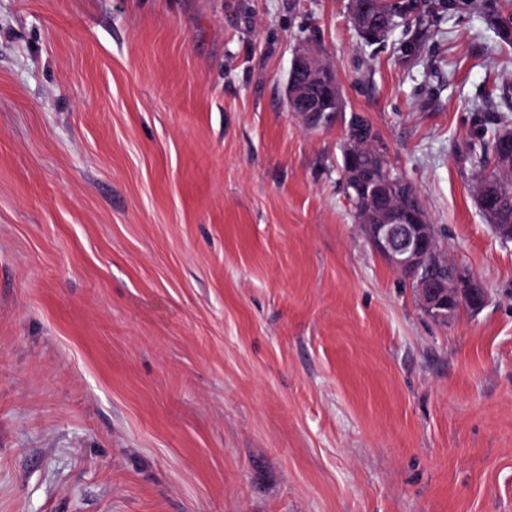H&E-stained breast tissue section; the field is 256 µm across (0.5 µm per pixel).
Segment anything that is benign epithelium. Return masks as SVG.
<instances>
[{
  "instance_id": "obj_1",
  "label": "benign epithelium",
  "mask_w": 512,
  "mask_h": 512,
  "mask_svg": "<svg viewBox=\"0 0 512 512\" xmlns=\"http://www.w3.org/2000/svg\"><path fill=\"white\" fill-rule=\"evenodd\" d=\"M290 75L294 78L291 111L301 113L308 127L321 126L326 109L309 99L308 87L321 84L326 92L325 104L336 109V68L303 45L294 53ZM345 169L347 180L361 187L378 182L388 166L380 149L370 145L354 149L347 158ZM363 229L374 250L394 271L413 282L422 309L435 320L449 323L462 308L475 313L486 305L487 289L469 270L457 267L453 280L425 274L439 262V256L434 225L422 215L417 203L402 212L390 201L366 214Z\"/></svg>"
}]
</instances>
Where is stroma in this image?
<instances>
[{"mask_svg": "<svg viewBox=\"0 0 512 512\" xmlns=\"http://www.w3.org/2000/svg\"><path fill=\"white\" fill-rule=\"evenodd\" d=\"M505 0H0V512H512V243L460 156L512 126ZM336 66L449 257L448 324L371 246ZM392 1L393 0H374L372 2V10L375 13L380 14L381 16H385L386 18H389L387 24L388 28L380 37L370 38L366 34L362 33L361 30L355 28L359 38L365 44L373 45L380 43L393 29H395L398 26V19H403L406 12L409 9L413 8L412 3L403 5L400 8V5L398 3H391ZM314 50V49H313ZM307 46H300L294 53L290 75L294 78L291 90L292 112H300L309 128L322 125L324 114L329 106L336 112V68L326 63L323 57ZM322 84L325 89V108L316 106L309 99L308 87L311 84Z\"/></svg>", "mask_w": 512, "mask_h": 512, "instance_id": "35a3bbf8", "label": "stroma"}]
</instances>
